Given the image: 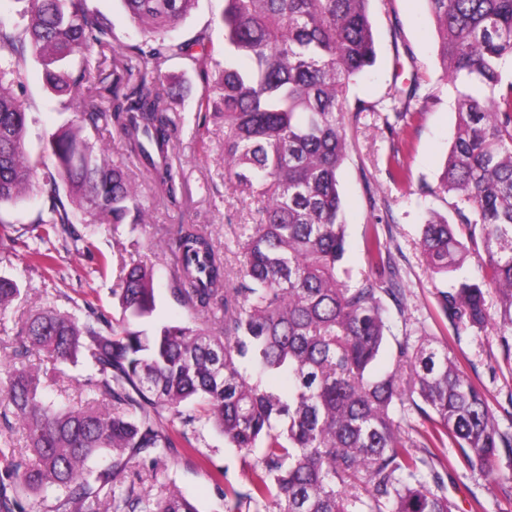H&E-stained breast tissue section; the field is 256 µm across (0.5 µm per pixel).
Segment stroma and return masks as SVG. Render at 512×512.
<instances>
[{
  "instance_id": "35a3bbf8",
  "label": "stroma",
  "mask_w": 512,
  "mask_h": 512,
  "mask_svg": "<svg viewBox=\"0 0 512 512\" xmlns=\"http://www.w3.org/2000/svg\"><path fill=\"white\" fill-rule=\"evenodd\" d=\"M91 9L111 26L117 49L126 51L142 37L131 26L118 0H88ZM223 0H197L190 15L174 30L176 41L212 33L222 45L223 32L213 19ZM370 15L377 36L373 67L350 87L346 126L350 142L340 171V190L348 224L346 265L353 272L368 267L366 240L379 236L387 245L385 263L395 269L403 291V313H392L394 334L428 335L447 343L472 381L485 393L501 433L512 437V350L493 323L499 312L496 291H488L490 324L482 330L459 329L440 308L437 292L445 281L431 278L419 248L421 226L430 213L452 216L453 196L439 187L456 122L457 94L436 61V28L426 0H371ZM419 70L420 95L429 97L425 112L412 126L390 134L384 109L390 108L389 91L396 72ZM161 92L172 93L170 116L176 128L170 160L182 184L178 205L159 197L137 159L126 155L111 127L89 130L92 141L105 146L113 161L121 163L139 190L150 226L143 235L98 229L96 248L86 251L73 243L56 241L52 269L33 266L29 250L37 243L34 220L46 204L39 186L17 202L0 204V275L16 279L22 293L11 311L0 319V371L16 365L17 333L31 311L51 305L72 309L92 301L105 317L119 316L112 304V289L124 260L143 259L155 271L157 310L154 321L182 324L184 309L172 298L169 286L173 258L163 241L165 231L181 224H197L211 234L217 249L232 245L237 225L246 223L248 211L224 185V120L221 114L199 117L197 101L211 93L202 75L186 61L172 58L156 72ZM18 94L25 105L28 125L25 147L43 152L52 133L74 119L43 81V66L28 58ZM374 104L371 112H356L358 102ZM400 147L405 179L395 178L388 164L393 147ZM433 463L444 478L454 512H512V451L501 449L494 475L469 467L452 444L436 447ZM251 470L240 452L229 447L222 434L199 426L190 444H178L169 453L168 486L183 491L199 512H227L236 494L250 488Z\"/></svg>"
}]
</instances>
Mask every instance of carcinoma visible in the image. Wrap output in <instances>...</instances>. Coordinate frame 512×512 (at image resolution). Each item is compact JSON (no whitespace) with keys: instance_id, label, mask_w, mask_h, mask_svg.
I'll list each match as a JSON object with an SVG mask.
<instances>
[{"instance_id":"carcinoma-1","label":"carcinoma","mask_w":512,"mask_h":512,"mask_svg":"<svg viewBox=\"0 0 512 512\" xmlns=\"http://www.w3.org/2000/svg\"><path fill=\"white\" fill-rule=\"evenodd\" d=\"M22 2L23 23L0 19V204L24 195L41 173L49 206L37 223L45 237L65 235L90 251L94 231L75 236L73 225L146 232L147 211L128 174L84 130L112 124L154 189L177 204L174 124L149 79L176 57L205 76L217 71L224 177L250 222L237 225L233 272L199 225H178L170 293L185 324L141 326L156 311L153 267L143 260L123 265L112 289L116 322L92 309L83 322L53 309L26 318L19 353L42 351L51 367H14L0 381V407L12 409L29 451L18 455L3 443L0 484L37 501L0 492V512H198L185 495L167 488L154 496L148 487L165 472L176 438L190 442L197 417L184 413L188 402L231 446L247 455L261 448L248 493L228 512L245 502L264 512H452L442 476L418 449L446 437L490 473L512 441L447 343L392 333L386 299L399 312L403 301L379 237L369 239L368 269L358 279L344 266L345 112L350 85L376 59L370 0H224L222 61L206 31L165 43L196 0H120L145 37L159 42L139 51L135 83L112 29L87 0ZM427 3L437 62L458 97L440 174L458 223L432 215L419 246L440 279L476 255L480 280L457 278L438 290L440 307L452 322L479 330L489 321L492 288L500 333L511 336L512 78L504 67L512 61V0ZM29 54L41 61L48 89L83 104L37 155L25 150L27 115L14 90ZM419 88L415 76L394 87L387 128L407 127L425 109ZM20 293L17 281L0 277L1 316ZM80 357L95 371L93 397L46 398L59 365ZM407 405L432 423L421 441L398 418ZM164 417L181 429L163 428ZM102 453L110 462L90 468ZM143 453L154 454L152 468L128 476Z\"/></svg>"}]
</instances>
